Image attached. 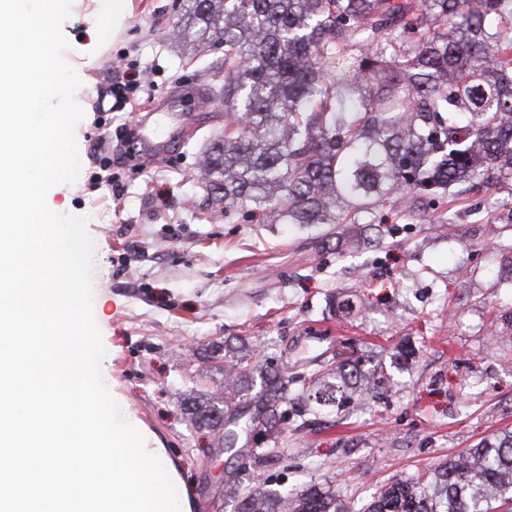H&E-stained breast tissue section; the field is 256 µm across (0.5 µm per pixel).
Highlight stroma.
I'll list each match as a JSON object with an SVG mask.
<instances>
[{"instance_id": "stroma-1", "label": "stroma", "mask_w": 512, "mask_h": 512, "mask_svg": "<svg viewBox=\"0 0 512 512\" xmlns=\"http://www.w3.org/2000/svg\"><path fill=\"white\" fill-rule=\"evenodd\" d=\"M186 3L134 0L116 36L93 25L97 0H72L61 30L64 60L86 76L76 93L82 171L46 202L87 218L102 378L190 512H234L217 489L236 466L256 488L316 484L362 506L387 481L512 430V275L503 267L512 226L487 221L512 206V191L451 204L444 222L393 220L341 242L333 224H263L245 209L211 215L197 171L224 136L212 95L224 55H181L170 34ZM120 70L139 83L132 100L102 95ZM174 90L189 92L192 126L179 136L162 119L168 155L144 165L137 116ZM340 288L367 294L372 309L351 321L329 315L326 298ZM239 338L283 363L350 343L390 380L317 414L289 411L275 441L239 430L238 447H279L257 467L190 427L175 397L193 348ZM404 346L413 356L399 357Z\"/></svg>"}]
</instances>
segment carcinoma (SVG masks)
Instances as JSON below:
<instances>
[{
	"label": "carcinoma",
	"instance_id": "cac0c4a2",
	"mask_svg": "<svg viewBox=\"0 0 512 512\" xmlns=\"http://www.w3.org/2000/svg\"><path fill=\"white\" fill-rule=\"evenodd\" d=\"M509 0H189L175 37L194 53L224 49V138L201 176L218 208L251 205L290 224L376 223L384 209L425 220L443 197L512 189V12ZM346 316L351 292L330 296ZM356 350L322 361L315 404L366 377ZM224 379L210 393L177 394L191 424L224 431L260 381L251 427L273 438L288 421L299 377L255 344L212 347ZM224 496L235 512H496L512 504V431L483 440L418 478L396 479L355 509L336 492L259 491L239 475Z\"/></svg>",
	"mask_w": 512,
	"mask_h": 512
}]
</instances>
